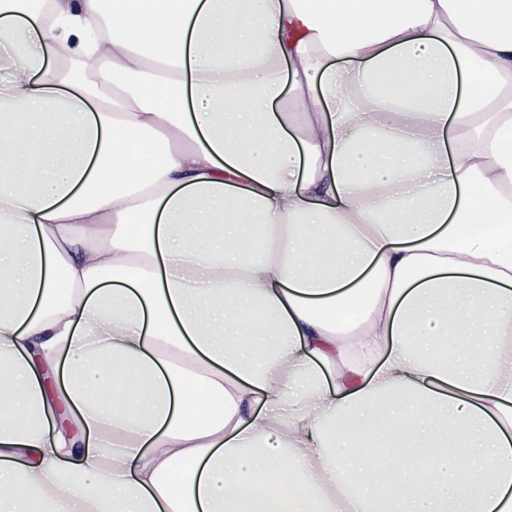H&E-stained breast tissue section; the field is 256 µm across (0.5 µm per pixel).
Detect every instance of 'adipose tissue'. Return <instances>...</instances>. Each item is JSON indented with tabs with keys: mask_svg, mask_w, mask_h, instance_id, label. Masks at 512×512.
I'll return each instance as SVG.
<instances>
[{
	"mask_svg": "<svg viewBox=\"0 0 512 512\" xmlns=\"http://www.w3.org/2000/svg\"><path fill=\"white\" fill-rule=\"evenodd\" d=\"M48 2L0 0V512H512V0ZM82 62L76 57H68L64 61H58L56 58H51L47 73L42 78H52L56 83L63 86L65 81V74L71 70H79L82 73L85 83L92 85L99 82L98 74L93 71H84L82 69Z\"/></svg>",
	"mask_w": 512,
	"mask_h": 512,
	"instance_id": "obj_1",
	"label": "adipose tissue"
}]
</instances>
